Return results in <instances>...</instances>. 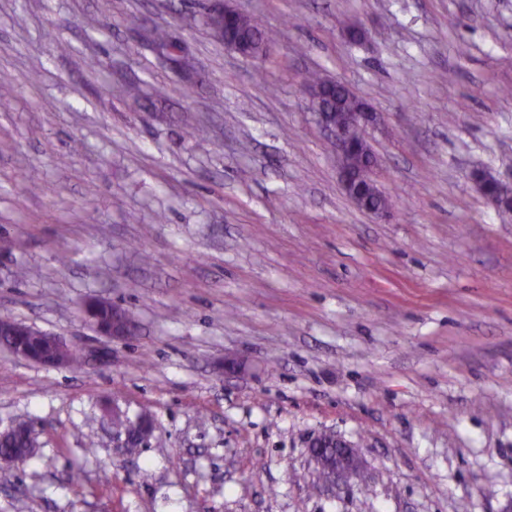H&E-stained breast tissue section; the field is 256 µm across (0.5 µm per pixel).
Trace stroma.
<instances>
[{
	"label": "stroma",
	"instance_id": "35a3bbf8",
	"mask_svg": "<svg viewBox=\"0 0 512 512\" xmlns=\"http://www.w3.org/2000/svg\"><path fill=\"white\" fill-rule=\"evenodd\" d=\"M232 3L279 30L265 60L197 0H0V318L83 356L0 347V432L37 442L0 512H512V218L472 178L512 185V0ZM312 70L376 112L387 215L345 195ZM325 431L358 448L345 481L309 453ZM96 313L101 326L105 328L112 327V334H108L99 330L100 332L112 337L127 336L129 334L130 327L126 324L124 310L113 306L114 317L112 316V313L104 307L98 308Z\"/></svg>",
	"mask_w": 512,
	"mask_h": 512
}]
</instances>
